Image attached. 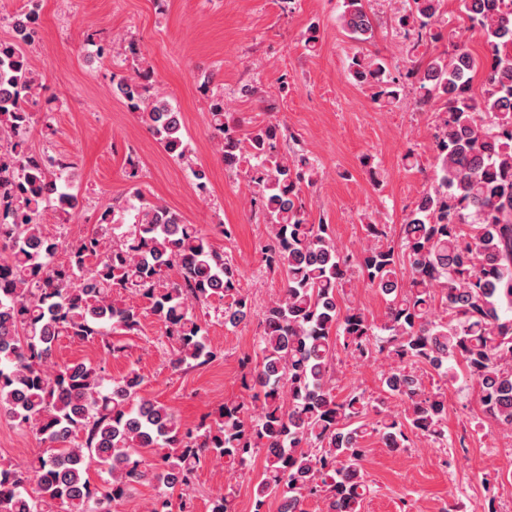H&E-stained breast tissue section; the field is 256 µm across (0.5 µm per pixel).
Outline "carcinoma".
I'll list each match as a JSON object with an SVG mask.
<instances>
[{"mask_svg":"<svg viewBox=\"0 0 512 512\" xmlns=\"http://www.w3.org/2000/svg\"><path fill=\"white\" fill-rule=\"evenodd\" d=\"M400 2L397 21L409 52L443 39V0ZM459 10L481 35L480 60L451 30L452 50L422 56L396 75L377 54L350 57L348 74L373 90L376 103L398 106L400 88L411 83L420 103L441 104L434 179L406 214L398 246L389 243L387 225L370 219L362 224L361 251L338 248L330 225L306 212L305 190L317 172L307 154L286 147L295 136L276 123L242 136L243 119L224 111L223 98L212 100L213 137L266 224L262 262L281 289L259 320L256 359L241 361L250 400L226 398L192 427L169 405L140 395L136 370L114 378L99 365L58 364L55 345L62 336L99 338L105 355L123 351L110 336L140 330L139 308L119 301L131 292L147 299L162 323L171 367H203L219 353L197 310L218 298L225 327L248 320L243 273L207 234L161 203L113 204L94 233L74 242L43 234L46 208L67 218L80 208L68 184L75 162L27 146L39 83L25 48L36 34L0 41V416L51 444L22 469L0 462V512H112V502L148 482L159 491L147 512H195L191 491L203 454L244 469L259 452L266 468L254 512L278 493L297 512H306L310 499L324 501L326 512H359L370 492L363 471L368 432L392 452L409 447L412 434L448 444L441 388L419 379L399 384L417 364L446 380L454 376L449 362L460 361L483 413L512 431V0H459ZM340 21L355 43L373 36L363 0H343ZM149 78L141 68L120 77L114 92L165 152L188 164L181 113L161 94L146 97ZM62 248L66 263L55 261ZM358 286L386 297L381 323L339 305L345 290ZM341 352L387 361L379 396L336 392ZM391 396L404 405L400 417L385 413ZM371 412L376 421L369 424ZM155 448L162 452L144 456ZM94 468L107 473L96 484ZM175 488L176 506L167 494ZM233 498L231 490L216 496L210 512H234Z\"/></svg>","mask_w":512,"mask_h":512,"instance_id":"carcinoma-1","label":"carcinoma"}]
</instances>
